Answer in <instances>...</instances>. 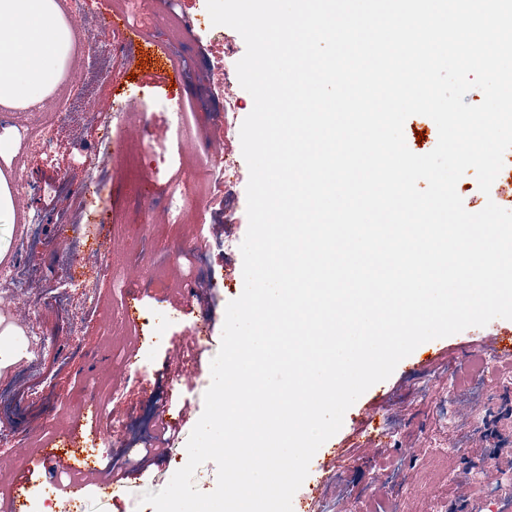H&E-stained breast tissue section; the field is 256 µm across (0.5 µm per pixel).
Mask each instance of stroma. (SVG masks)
Masks as SVG:
<instances>
[{"mask_svg": "<svg viewBox=\"0 0 512 512\" xmlns=\"http://www.w3.org/2000/svg\"><path fill=\"white\" fill-rule=\"evenodd\" d=\"M117 9L118 0H82L81 15L97 35L84 56L66 58L62 78L46 99L59 115L51 149L0 156V170L11 173L13 190L29 194L37 216L35 241L15 249L8 261L17 285L0 292V352L14 357L0 366V422L13 431L0 440V457L12 454L19 437L34 446L50 442L88 397L109 418L113 391L123 388L118 430L99 442L97 463L126 469L142 462L146 468L118 497L91 491L82 506L85 512H154L139 499L164 488L186 463L193 425L182 422L181 411L188 405L202 414L225 309L243 291V280L228 273L243 268L249 171L238 131L253 99L239 83H224L235 75L245 43L234 29L212 25L206 0H180L181 15L195 23L188 35L172 28L161 10L139 15L143 38L166 45L183 74L171 87L159 84L152 54H144L136 70L126 69L122 33L113 25ZM178 103L185 116L176 125L171 112ZM223 119L229 122L224 164L204 147L209 127ZM148 125L165 128L164 138H132L133 130ZM111 138L131 140L145 167L139 179H129L124 157L116 153L99 184L87 186L89 165ZM49 195L59 197L58 207L47 206ZM67 212L86 225L99 267H85L78 250L63 242L60 216ZM199 240L209 241L210 249L191 272L182 253ZM182 287L204 290L205 296L160 317L164 300ZM135 289L142 300L139 322L131 328L119 312L122 292ZM503 324L498 318L443 338L444 353L424 369L414 370L413 358L403 359L344 416V480L320 484L311 473L302 493L316 484L347 512H375L376 503L361 491L382 488L393 476L408 487L399 512H431L436 502L445 512H480L484 487L501 471H512V418L497 417L512 398V366L483 375L472 392L454 391L450 373L480 350L482 336ZM195 329L209 335L203 370L198 380H180L167 369L171 340ZM116 344L137 348L136 363L114 355ZM162 411L175 431L170 452L147 463L139 449ZM371 437L376 446H366ZM442 448L448 456H439Z\"/></svg>", "mask_w": 512, "mask_h": 512, "instance_id": "35a3bbf8", "label": "stroma"}]
</instances>
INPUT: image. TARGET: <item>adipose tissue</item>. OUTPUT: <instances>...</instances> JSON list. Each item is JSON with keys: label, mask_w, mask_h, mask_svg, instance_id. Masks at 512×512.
<instances>
[{"label": "adipose tissue", "mask_w": 512, "mask_h": 512, "mask_svg": "<svg viewBox=\"0 0 512 512\" xmlns=\"http://www.w3.org/2000/svg\"><path fill=\"white\" fill-rule=\"evenodd\" d=\"M68 44L56 0H0V103L21 107L52 92Z\"/></svg>", "instance_id": "1"}]
</instances>
